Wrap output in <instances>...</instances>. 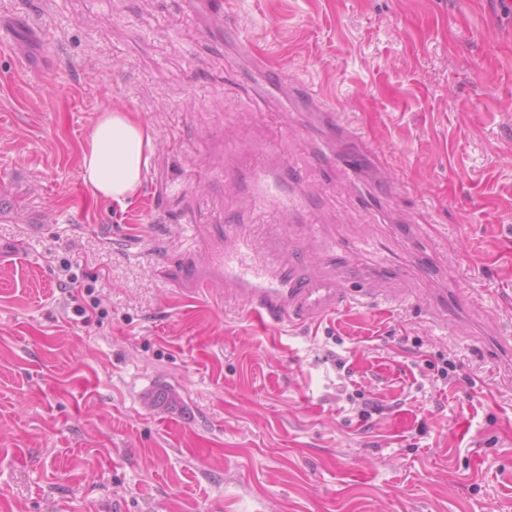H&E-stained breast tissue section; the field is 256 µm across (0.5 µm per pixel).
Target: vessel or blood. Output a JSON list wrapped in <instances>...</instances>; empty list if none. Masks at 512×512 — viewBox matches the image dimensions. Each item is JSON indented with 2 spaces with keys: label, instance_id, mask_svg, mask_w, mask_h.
Returning <instances> with one entry per match:
<instances>
[{
  "label": "vessel or blood",
  "instance_id": "vessel-or-blood-1",
  "mask_svg": "<svg viewBox=\"0 0 512 512\" xmlns=\"http://www.w3.org/2000/svg\"><path fill=\"white\" fill-rule=\"evenodd\" d=\"M250 188L255 203L279 213L295 214L303 208L288 178L263 167L253 168ZM186 240L181 287L207 294L216 284H223L225 300L245 305L261 323L270 319L292 325L315 323L350 305L372 302L382 286L398 276L396 270L384 267L382 275L355 291L343 274L306 271L296 256H284L282 243L272 234L259 239L239 224L206 233L196 224Z\"/></svg>",
  "mask_w": 512,
  "mask_h": 512
}]
</instances>
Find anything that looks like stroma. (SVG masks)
<instances>
[{
    "label": "stroma",
    "mask_w": 512,
    "mask_h": 512,
    "mask_svg": "<svg viewBox=\"0 0 512 512\" xmlns=\"http://www.w3.org/2000/svg\"><path fill=\"white\" fill-rule=\"evenodd\" d=\"M229 2L205 39L180 0H0L42 27L0 48V512H512V372L492 349L512 338V17L499 0ZM265 60L282 85L258 98ZM298 83L360 130L371 171L324 166ZM116 107L155 132L124 208L80 167ZM233 159L300 167L304 212L251 205ZM185 217L277 225L354 288L384 258L410 276L314 328L259 324L223 286L169 280ZM65 262L102 323L74 314ZM451 283L470 303L436 319ZM440 353L447 384L424 365ZM63 272V284L65 288H71V290H78L83 288L84 292L90 297L89 302L85 306H78L75 309V315L81 318L84 324L100 323L102 317V311L99 310L101 306V300L98 296L93 295L95 289L90 284H84V281L80 279L79 274L73 270L72 264H64L62 268Z\"/></svg>",
    "instance_id": "stroma-1"
}]
</instances>
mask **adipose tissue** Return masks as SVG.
<instances>
[{"mask_svg": "<svg viewBox=\"0 0 512 512\" xmlns=\"http://www.w3.org/2000/svg\"><path fill=\"white\" fill-rule=\"evenodd\" d=\"M154 137L135 113L103 112L81 149L82 178L93 197L127 206L149 169Z\"/></svg>", "mask_w": 512, "mask_h": 512, "instance_id": "1", "label": "adipose tissue"}]
</instances>
